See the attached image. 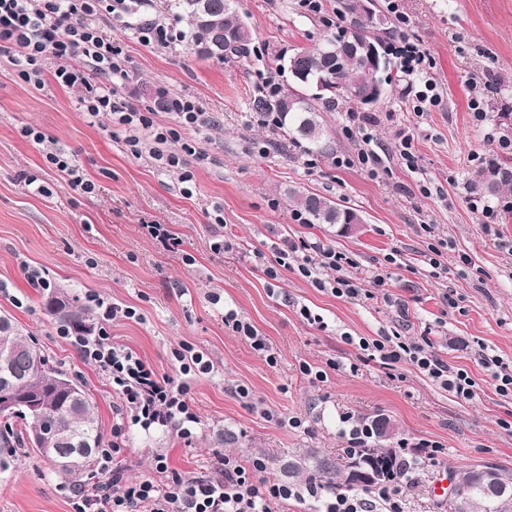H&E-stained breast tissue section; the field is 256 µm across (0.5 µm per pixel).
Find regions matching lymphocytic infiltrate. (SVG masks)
Instances as JSON below:
<instances>
[{"label":"lymphocytic infiltrate","mask_w":512,"mask_h":512,"mask_svg":"<svg viewBox=\"0 0 512 512\" xmlns=\"http://www.w3.org/2000/svg\"><path fill=\"white\" fill-rule=\"evenodd\" d=\"M141 0H0V51L20 65L21 76L35 87H43L45 66L54 63L56 82L67 88L81 89L77 104L90 123L111 121L124 126L126 143L134 156H149L163 171L179 170L182 181H190L186 166L199 150L181 139L185 130L201 132L209 124L205 112L189 98L169 103L173 126L155 124L149 113L139 111L122 95L129 78L128 60L113 45L112 38L93 19L101 11L113 18L136 13ZM394 55L406 75L411 76L412 104L416 115H423L441 101L440 87L431 73L428 54L410 37H402ZM349 133L357 143L354 154L339 156L336 166H357L377 173L383 159L374 148V135L367 118L349 113ZM281 260H294L299 271L317 287H330L336 296L354 298L361 288L342 269L349 259L335 249L322 245L288 243ZM336 271L325 279L326 270ZM97 312L100 326L96 334L78 336L67 327L58 334L80 356L105 373L112 390L120 394L124 420L112 428L121 436L127 424L150 429L171 427L184 438L191 437L199 418L187 399L186 384L174 383L159 374L131 348L117 344L109 332L111 322L133 319L135 308L105 301L98 295L88 297ZM358 347L379 357L382 364L405 361L425 373L446 391L470 400L476 395L475 382L462 368L448 363L435 351L418 344L393 342L391 337L360 338ZM120 446L99 449L98 470L107 489L93 495L76 490L71 494L74 512H272L273 504L296 496L295 487L267 476L263 459L243 463L236 456L214 451L209 468L200 475L187 477L169 469L164 458H157V478L130 480L117 470ZM441 452L438 443L423 441L418 447L400 445L393 455L400 473L399 481L386 482L366 491L323 494L319 484L311 483V497L321 498V512H371L381 504L385 512H403L400 482L412 481L424 462L435 461Z\"/></svg>","instance_id":"obj_1"}]
</instances>
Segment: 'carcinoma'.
I'll return each instance as SVG.
<instances>
[{
  "label": "carcinoma",
  "instance_id": "carcinoma-1",
  "mask_svg": "<svg viewBox=\"0 0 512 512\" xmlns=\"http://www.w3.org/2000/svg\"><path fill=\"white\" fill-rule=\"evenodd\" d=\"M166 8L188 20V30L181 34L199 57L224 60L248 54L252 32L238 11V0H165ZM336 35L315 48H296L281 58V70L288 72L290 84L272 97H261L253 104L255 112H275L281 126L294 139H302L316 148H324L326 121L324 113L341 103L355 111L380 101L383 92L372 100L370 90L389 82L391 59L384 56L380 66L371 68L361 50L347 52L344 42L351 37L367 40L390 49L399 38V27L382 11H360L353 0H336L334 9ZM497 177L482 184V189L495 195L512 187V170L496 166ZM297 209L308 224H342L361 222L351 208L316 193L293 196ZM51 319L91 336L95 332L91 309L75 306L65 295H52L44 303ZM0 394L9 395L10 404L0 408L5 418V432L0 433V472L8 470L18 452L27 447L40 455L45 451L33 444L32 428L41 423L48 435L45 444L55 449L58 459L50 463L59 467L74 487L94 485L96 449L102 447V436L94 414L92 394L83 382L66 370L50 363L35 341L19 329L11 316L0 315ZM358 466L375 469L390 476L395 468L388 448L349 450L336 460L307 451L289 468L326 484L343 482L352 488H366L376 482L357 484L352 472ZM478 470L468 471L459 484L470 489L471 512H498V500L476 487Z\"/></svg>",
  "mask_w": 512,
  "mask_h": 512
}]
</instances>
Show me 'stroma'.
Segmentation results:
<instances>
[{
  "label": "stroma",
  "mask_w": 512,
  "mask_h": 512,
  "mask_svg": "<svg viewBox=\"0 0 512 512\" xmlns=\"http://www.w3.org/2000/svg\"><path fill=\"white\" fill-rule=\"evenodd\" d=\"M336 0H324L322 16L306 13L299 0H240L252 31L247 57L203 59L185 42L169 48L140 41L131 29L154 18L172 33L185 19L145 0L131 23L101 13L96 22L111 32L129 60L132 78L123 89L157 124L174 119L161 102L195 99L210 119L197 138L203 158H190L194 174L182 184L149 157H135L118 124L90 126L77 108L79 89L46 77L44 87L23 82L0 55V311L11 314L42 353L86 382L104 445L119 442L129 479L155 476L157 456L185 475L209 467L213 450L248 460L262 457L279 479L304 487L288 463L309 449L335 458L348 446L340 417L368 423L390 421L388 439L369 446L437 442L442 452L403 490L404 512H446L439 488L465 471L492 463L512 471V397L496 393L475 353L512 363V192L480 190L489 161L512 166V0H401L409 32L427 51L443 101L424 116L410 104L409 79L393 67L384 98L367 107L386 169L370 174L336 167L335 157L353 152L345 109L326 113V147L292 143L270 132L253 110L261 74L276 73L280 56L334 35L326 25ZM482 93L486 117L468 107L471 86ZM41 131L73 155L94 193L72 189L50 164L42 145L24 136ZM415 131L416 169L396 158L397 133ZM42 192H34L28 179ZM316 193L352 208L356 230L338 224H302L292 193ZM495 207L498 222L484 227L469 199ZM147 224L167 225L177 250L147 236ZM328 246L350 257L351 273L388 276V296L350 300L316 288L297 267L275 264L287 242ZM442 253L433 271L431 249ZM275 267L269 277L267 267ZM39 271L48 287L33 284ZM134 307L138 316L112 322L114 342L137 352L159 374L178 378L171 350L185 342L203 351L215 371L191 377L188 398L199 417L191 438L176 430L144 432L128 427L113 439L120 400L106 376L56 330L43 311L48 289ZM219 303H212V296ZM320 316L323 327L304 322L300 311ZM235 310L265 336L273 360L254 351L224 325ZM401 336L431 342L450 364L477 383L473 400L456 398L414 366H383L356 348L360 337ZM325 371L311 384L302 365ZM249 398H241L239 388ZM292 417L301 427L288 426ZM70 484L35 450L19 455L0 473V512H72Z\"/></svg>",
  "instance_id": "35a3bbf8"
}]
</instances>
